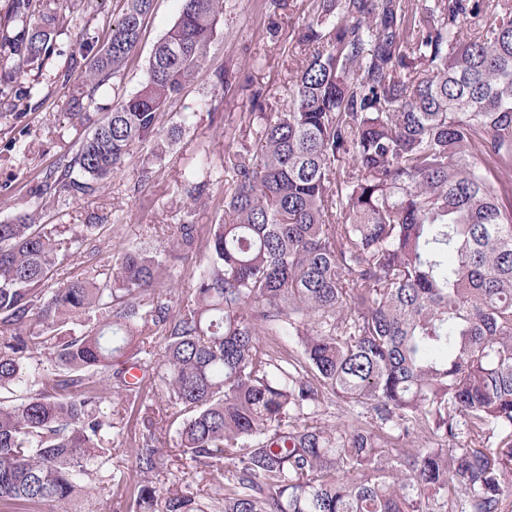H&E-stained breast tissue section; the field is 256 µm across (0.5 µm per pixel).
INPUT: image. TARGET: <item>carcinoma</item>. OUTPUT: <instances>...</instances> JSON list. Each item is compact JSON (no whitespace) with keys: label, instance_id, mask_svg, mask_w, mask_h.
I'll return each mask as SVG.
<instances>
[{"label":"carcinoma","instance_id":"cac0c4a2","mask_svg":"<svg viewBox=\"0 0 512 512\" xmlns=\"http://www.w3.org/2000/svg\"><path fill=\"white\" fill-rule=\"evenodd\" d=\"M105 44L81 31L66 59L91 130L31 194L62 203L94 191L131 147L160 158L190 117H161L208 55L223 0H181L141 89L91 120L84 107L124 78L154 0H124ZM73 19L47 0H8L0 94L31 98L20 67L54 53ZM305 57L288 109L262 114L259 151L231 166L225 218L205 242L187 218L173 244L202 246L191 298L173 313L158 253L124 249L108 268L53 288L61 251L34 213L0 223V501L82 512L107 467L108 394L155 402L178 420L182 465L208 478L133 489L135 512H502L512 472V0H317L298 30ZM204 169L181 192L196 199ZM89 311L94 326L59 335ZM160 331L163 361L146 347ZM294 338L296 354L261 337ZM338 399L371 422L308 423ZM135 449L159 472L151 415ZM413 448H392L394 432ZM465 435L461 448L440 441ZM498 437L495 447L488 446Z\"/></svg>","mask_w":512,"mask_h":512}]
</instances>
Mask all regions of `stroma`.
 I'll list each match as a JSON object with an SVG mask.
<instances>
[{
  "instance_id": "obj_1",
  "label": "stroma",
  "mask_w": 512,
  "mask_h": 512,
  "mask_svg": "<svg viewBox=\"0 0 512 512\" xmlns=\"http://www.w3.org/2000/svg\"><path fill=\"white\" fill-rule=\"evenodd\" d=\"M75 24L59 31L58 53L46 59L39 70V85L26 101L23 115H16L11 102L0 97V221L21 209L36 207L29 196L60 159L75 155L85 130L72 126L69 114L77 92L76 80L62 81L63 52L69 51L81 27L105 34L109 21L120 9L119 0H62ZM314 0H224L223 12L209 56L194 82L171 103L163 125L177 122L182 114L192 119L176 146L162 159H154L153 142L132 148L125 164L92 194L69 200L65 207L41 208L42 223L52 225L59 238H70L89 217L102 226L90 244L61 256L56 282L89 275L105 268L112 256L126 247L147 244L163 251L170 277L156 294L171 311H178L190 297L199 254L173 249L171 233L184 213H191L201 231L224 214V194L230 185L224 165L237 153L256 154L260 112H276L288 105V88L303 58L296 42L297 31L312 13ZM179 0H155L135 55L126 68L118 92L97 94L100 111L112 105L114 94L136 93L145 78L155 44L179 16ZM228 72V87H215L216 69ZM261 92L263 110H255L253 92ZM151 165L148 180H141L144 165ZM205 165L211 172L198 201L179 195L177 188L191 168ZM152 391L129 400L111 395L102 403L105 415L117 427L111 436V467L130 470L131 450L143 431L145 405Z\"/></svg>"
}]
</instances>
